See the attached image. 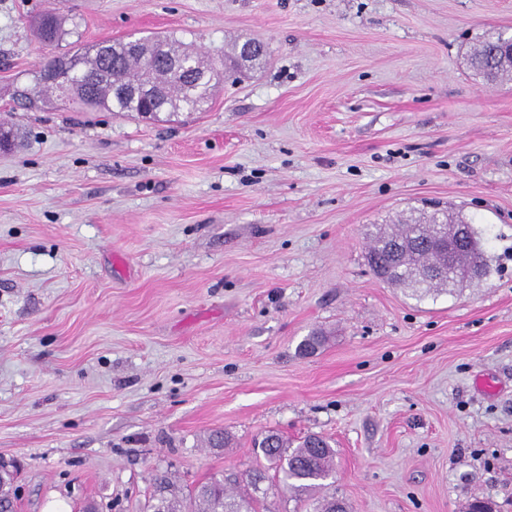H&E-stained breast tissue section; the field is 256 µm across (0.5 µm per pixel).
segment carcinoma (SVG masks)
<instances>
[{"label": "carcinoma", "mask_w": 512, "mask_h": 512, "mask_svg": "<svg viewBox=\"0 0 512 512\" xmlns=\"http://www.w3.org/2000/svg\"><path fill=\"white\" fill-rule=\"evenodd\" d=\"M40 40L53 44L63 34L61 20L51 13L43 15L38 23ZM159 36L136 38L138 49L124 48L123 41H104L84 52L52 57L64 73L76 72L74 100L91 110L109 112H141L151 109L159 112H192L213 94L216 84L200 78L187 61V44L175 37H164L169 65L160 61L149 64L143 51L151 49ZM512 44L499 35L480 42L467 56L469 68L489 82L501 81L508 71L502 54ZM36 89L28 87L15 91L16 102L22 106L56 95L54 84L35 77ZM462 224L468 230L452 251L445 253L438 241L444 236L446 225ZM367 261L380 280L399 286L418 288L426 293L438 292L447 285L436 276L440 267L453 269L476 268L475 277L490 275L491 265L484 239L473 222L462 212L448 213L435 210L418 220L404 222L397 235L379 231L372 236ZM269 445L259 447L266 465L249 474L245 481L229 473L213 477L188 493L182 499L174 484L165 476L155 479L152 493V512H260L262 500L257 496L260 484L277 483L289 492L293 502L291 512H349L348 505L334 496L322 494L334 470L335 450L329 440L318 434H309L292 446L275 432L266 434ZM13 474L5 469L0 476V512H11L16 502Z\"/></svg>", "instance_id": "carcinoma-1"}]
</instances>
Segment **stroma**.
I'll return each instance as SVG.
<instances>
[{
  "label": "stroma",
  "mask_w": 512,
  "mask_h": 512,
  "mask_svg": "<svg viewBox=\"0 0 512 512\" xmlns=\"http://www.w3.org/2000/svg\"><path fill=\"white\" fill-rule=\"evenodd\" d=\"M501 32L512 0H0L17 512H150L156 476L246 471L269 431L329 437L352 512H512V82L466 66ZM133 33L268 54L197 112L13 102L46 57ZM435 208L474 219L490 276L422 295L377 279L376 226ZM38 33L45 44L58 42L63 34L61 20L51 13L43 15L38 23Z\"/></svg>",
  "instance_id": "stroma-1"
}]
</instances>
